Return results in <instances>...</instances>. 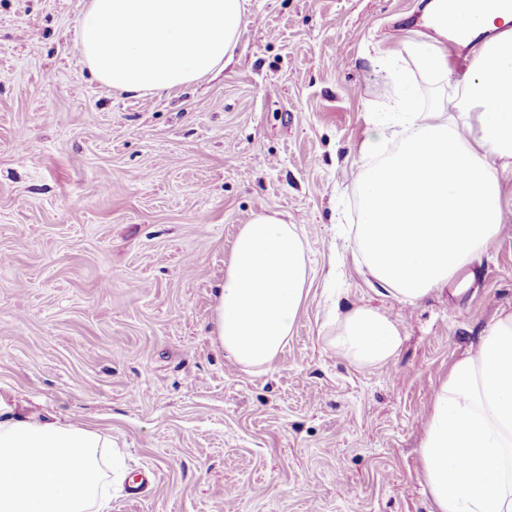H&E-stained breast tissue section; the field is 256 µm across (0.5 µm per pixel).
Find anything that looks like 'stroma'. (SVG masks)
I'll return each mask as SVG.
<instances>
[{
    "label": "stroma",
    "instance_id": "obj_1",
    "mask_svg": "<svg viewBox=\"0 0 512 512\" xmlns=\"http://www.w3.org/2000/svg\"><path fill=\"white\" fill-rule=\"evenodd\" d=\"M427 0H244L233 56L160 93L78 61L86 0H0V408L83 423L139 493L111 512H433L423 418L455 359L512 310V181L502 232L414 302L373 287L354 245L359 147L445 101L412 43ZM295 225L309 291L263 372L215 342L242 224ZM369 307L402 338L383 367L327 342Z\"/></svg>",
    "mask_w": 512,
    "mask_h": 512
}]
</instances>
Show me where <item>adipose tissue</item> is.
Returning a JSON list of instances; mask_svg holds the SVG:
<instances>
[{"instance_id":"adipose-tissue-1","label":"adipose tissue","mask_w":512,"mask_h":512,"mask_svg":"<svg viewBox=\"0 0 512 512\" xmlns=\"http://www.w3.org/2000/svg\"><path fill=\"white\" fill-rule=\"evenodd\" d=\"M472 12L484 34L459 91L441 109L370 133L357 190L355 244L370 276L408 301L448 282L484 251L503 224L512 178V31ZM242 0H89L79 62L127 93L163 92L211 74L236 46ZM399 148L387 154V141ZM308 267L293 225L259 214L241 227L216 295L213 335L250 371L288 343ZM329 345L351 364H387L401 344L397 323L369 308L337 317ZM96 430L73 423L0 419V512H109L106 456ZM421 460L434 512H512V311L456 359L424 423Z\"/></svg>"}]
</instances>
